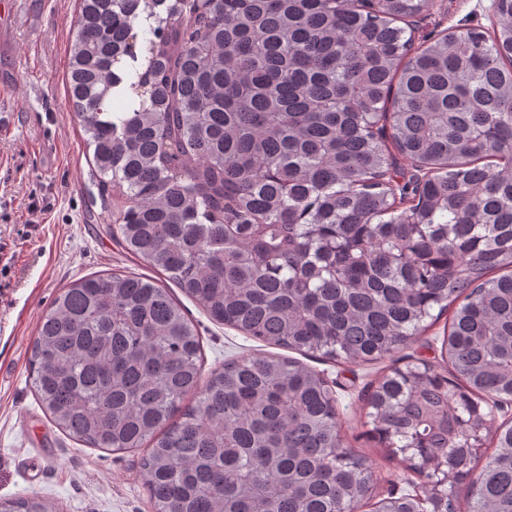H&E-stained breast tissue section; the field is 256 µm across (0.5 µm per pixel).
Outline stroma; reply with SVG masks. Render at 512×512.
<instances>
[{
    "label": "stroma",
    "mask_w": 512,
    "mask_h": 512,
    "mask_svg": "<svg viewBox=\"0 0 512 512\" xmlns=\"http://www.w3.org/2000/svg\"><path fill=\"white\" fill-rule=\"evenodd\" d=\"M491 0H435L411 18L416 39L445 29H490ZM9 39L0 47V501L37 493L58 512H153L140 480V451L89 448L49 420L30 380L29 359L39 323L61 288L91 274L157 272L110 233L118 199L96 174L93 152L73 116L66 86L76 0H9ZM46 207L27 230L30 200ZM181 305L201 337L202 371L232 357L268 353L264 343L216 324L195 301ZM447 318L403 347V354L443 371ZM309 364L337 384L345 446L368 454L375 491L405 490L401 457L383 458L366 440V395L388 360L358 365L328 358Z\"/></svg>",
    "instance_id": "stroma-1"
}]
</instances>
